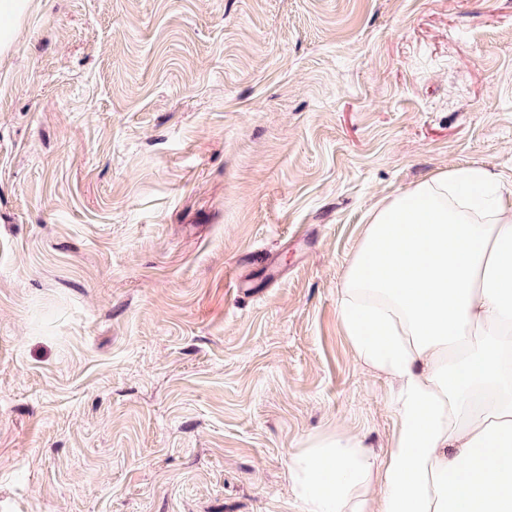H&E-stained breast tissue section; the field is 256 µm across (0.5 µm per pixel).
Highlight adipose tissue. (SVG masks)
I'll list each match as a JSON object with an SVG mask.
<instances>
[{"label": "adipose tissue", "instance_id": "ef3b65f1", "mask_svg": "<svg viewBox=\"0 0 512 512\" xmlns=\"http://www.w3.org/2000/svg\"><path fill=\"white\" fill-rule=\"evenodd\" d=\"M34 0H0V55ZM451 167L368 215L339 317L387 374L398 417L383 464L341 431L288 471L306 512H512V205Z\"/></svg>", "mask_w": 512, "mask_h": 512}]
</instances>
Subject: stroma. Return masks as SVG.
<instances>
[{
  "instance_id": "obj_1",
  "label": "stroma",
  "mask_w": 512,
  "mask_h": 512,
  "mask_svg": "<svg viewBox=\"0 0 512 512\" xmlns=\"http://www.w3.org/2000/svg\"><path fill=\"white\" fill-rule=\"evenodd\" d=\"M456 164L512 182V0H41L0 56V512H305L312 439L385 456L343 276Z\"/></svg>"
}]
</instances>
